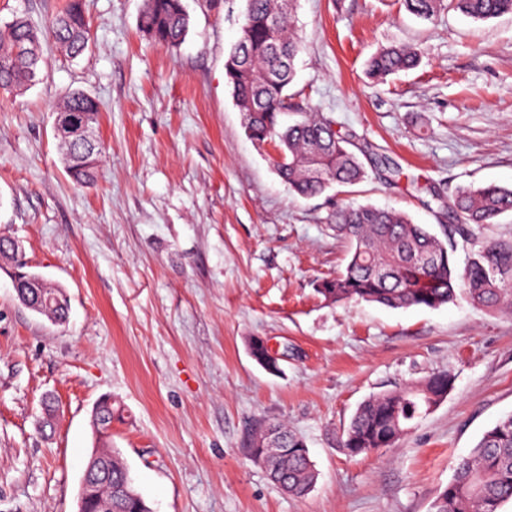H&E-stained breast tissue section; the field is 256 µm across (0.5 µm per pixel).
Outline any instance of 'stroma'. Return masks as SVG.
<instances>
[{
  "label": "stroma",
  "mask_w": 512,
  "mask_h": 512,
  "mask_svg": "<svg viewBox=\"0 0 512 512\" xmlns=\"http://www.w3.org/2000/svg\"><path fill=\"white\" fill-rule=\"evenodd\" d=\"M67 0H0V24H48ZM179 48L138 28L143 0H86L77 59L43 47L41 80L0 91V236L64 288L66 324L22 305L0 268V512H75L112 400V447L152 512H431L483 432L512 413V313L467 299L437 309L334 303L316 286L345 266L330 224L372 204L438 229L430 191L512 187V15L430 21L399 0H299L302 50L288 87L387 158L379 176L293 196L272 147L246 136L224 76L246 0H184ZM420 47L413 70L374 83L367 60ZM80 89L101 106L95 186L66 173L53 108ZM281 356L266 373L249 342ZM436 373L454 385L394 447L350 456L344 429L370 396ZM288 424L318 471L304 497L249 454Z\"/></svg>",
  "instance_id": "obj_1"
}]
</instances>
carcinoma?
I'll list each match as a JSON object with an SVG mask.
<instances>
[{"label": "carcinoma", "mask_w": 512, "mask_h": 512, "mask_svg": "<svg viewBox=\"0 0 512 512\" xmlns=\"http://www.w3.org/2000/svg\"><path fill=\"white\" fill-rule=\"evenodd\" d=\"M297 0H247L240 37L229 52L225 76L235 106L245 116L248 137L259 147L272 143L279 149L274 167L296 196L322 194L333 185L352 186L369 173L354 151L357 135L341 132L335 121L318 113L292 125L280 118L292 103L288 85L294 78V61L301 50L290 19ZM411 14L431 20L452 7L478 21L512 14V0H402ZM190 17L184 0H145L139 17L141 31L155 44L178 47L186 37ZM51 38L70 58L88 46L89 28L82 0H69L64 12L41 27L24 16L0 25V90L18 92L38 80L41 47ZM419 47L392 44L378 50L367 62L368 75L377 81L416 68ZM60 106L85 115L98 125L100 105L77 90ZM61 159L74 183L95 184L99 148L81 142L58 141ZM438 206L439 195L431 194ZM447 214L456 220L442 225L445 239L405 212L350 205L336 210V235L347 244V263L332 279L323 280L317 293L333 302L349 300L391 308H437L456 301L463 292L471 304L487 310H512V238L479 241L478 234L502 214L512 213V188L494 184L460 187L448 198ZM471 246L463 269L453 260L457 241ZM42 284L50 304L35 312L52 321L68 316L69 299L61 287L42 282L28 264L14 266ZM257 363L268 373H281L280 359L270 356L261 339L250 344ZM453 387L446 373L426 381L369 398L356 410L345 429L344 447L352 456L395 446L413 422L439 403ZM250 454L265 458L270 481L289 495L303 497L317 481L306 445L284 424L270 422L250 444ZM112 512H147L124 463L112 457ZM512 501V414L488 428L469 456L458 464L453 479L439 491L433 512H500Z\"/></svg>", "instance_id": "obj_1"}]
</instances>
